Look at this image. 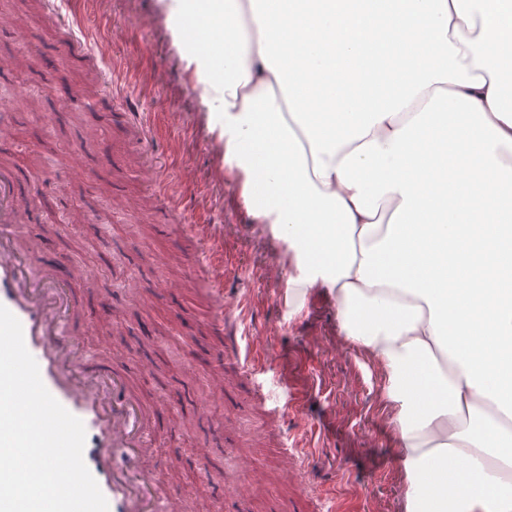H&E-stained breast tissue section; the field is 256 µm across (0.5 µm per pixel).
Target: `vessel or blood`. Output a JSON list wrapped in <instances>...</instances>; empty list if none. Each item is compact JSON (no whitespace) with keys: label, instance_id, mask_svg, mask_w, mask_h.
I'll return each instance as SVG.
<instances>
[{"label":"vessel or blood","instance_id":"b4317fda","mask_svg":"<svg viewBox=\"0 0 512 512\" xmlns=\"http://www.w3.org/2000/svg\"><path fill=\"white\" fill-rule=\"evenodd\" d=\"M22 199L15 168L1 162L0 305L20 321L25 345L47 390L83 422L84 462L109 512H174L172 487L141 468L154 420L132 392L126 370L113 363H93L66 327L74 309L78 271H64L52 263L43 275L31 273ZM194 234L202 246L190 253L189 262L195 270L209 273L211 293L223 296L224 270L234 259L227 250L209 246L208 225H195ZM257 351V343L244 348L237 337L228 336L217 348V361L249 375L257 370Z\"/></svg>","mask_w":512,"mask_h":512}]
</instances>
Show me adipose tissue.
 Returning a JSON list of instances; mask_svg holds the SVG:
<instances>
[{"label":"adipose tissue","instance_id":"adipose-tissue-1","mask_svg":"<svg viewBox=\"0 0 512 512\" xmlns=\"http://www.w3.org/2000/svg\"><path fill=\"white\" fill-rule=\"evenodd\" d=\"M262 2L158 0L184 71L224 115V166L254 217L294 229L307 283L328 289L347 338L384 367L405 512H512V392L500 386L512 294L488 253L452 276L405 261L430 225L455 220L447 184L422 159L435 128L461 145L460 182L488 189L470 217L512 223V203L494 192L512 181L500 164L512 152V76L490 44L506 0H435L429 60L360 87L351 123L326 133L306 121L316 100L292 97L291 57L316 36L303 6L327 13L336 0L277 14ZM274 20L289 34L280 49Z\"/></svg>","mask_w":512,"mask_h":512}]
</instances>
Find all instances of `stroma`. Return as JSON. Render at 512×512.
I'll return each instance as SVG.
<instances>
[{
  "label": "stroma",
  "mask_w": 512,
  "mask_h": 512,
  "mask_svg": "<svg viewBox=\"0 0 512 512\" xmlns=\"http://www.w3.org/2000/svg\"><path fill=\"white\" fill-rule=\"evenodd\" d=\"M0 0V160L37 203L26 224L37 264L57 257L85 271L70 327L94 359L117 360L156 413L144 461L176 490L177 512H404L397 435L384 372L349 341L325 289L303 288L277 224L246 209L215 151L216 127L184 72L156 0H97L85 15L83 50H66L71 6ZM129 71L124 110L158 127L139 140L112 110L103 71ZM186 178L217 239L235 256L215 300L186 262L192 242L162 179ZM98 212L100 223L86 221ZM285 267L282 278L272 277ZM248 300L250 331L271 357L260 375L280 397L281 379L304 389L299 411L278 420L252 384L219 373L221 305ZM306 460L296 471L281 444Z\"/></svg>",
  "instance_id": "1"
}]
</instances>
